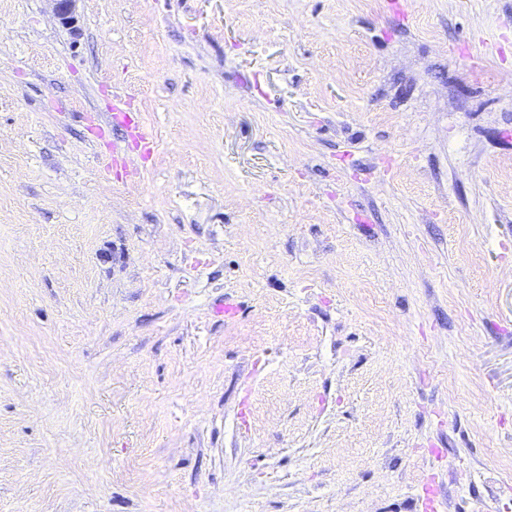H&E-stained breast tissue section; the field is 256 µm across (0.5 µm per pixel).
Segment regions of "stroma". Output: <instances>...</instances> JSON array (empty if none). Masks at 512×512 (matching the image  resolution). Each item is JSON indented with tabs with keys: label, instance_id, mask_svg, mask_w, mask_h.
Returning <instances> with one entry per match:
<instances>
[{
	"label": "stroma",
	"instance_id": "stroma-1",
	"mask_svg": "<svg viewBox=\"0 0 512 512\" xmlns=\"http://www.w3.org/2000/svg\"><path fill=\"white\" fill-rule=\"evenodd\" d=\"M428 486L512 512V0H0V512ZM116 112L112 115L113 123L121 129L124 141L140 150L143 156H149L155 149L156 142L152 134L147 130L139 113L131 112L129 103L120 98L117 106L113 109Z\"/></svg>",
	"mask_w": 512,
	"mask_h": 512
}]
</instances>
